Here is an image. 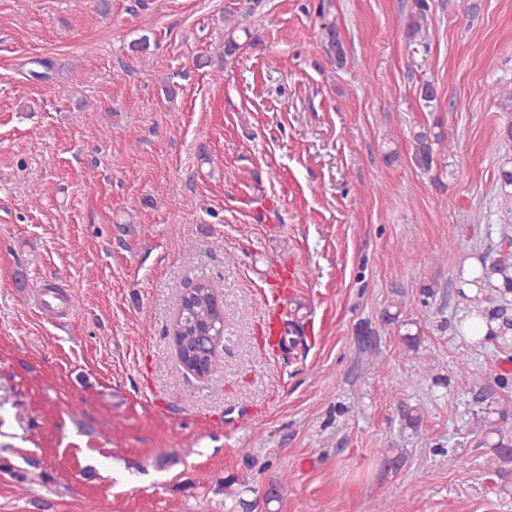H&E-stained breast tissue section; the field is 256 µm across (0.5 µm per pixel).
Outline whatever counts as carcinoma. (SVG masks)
Masks as SVG:
<instances>
[{
  "label": "carcinoma",
  "instance_id": "obj_1",
  "mask_svg": "<svg viewBox=\"0 0 512 512\" xmlns=\"http://www.w3.org/2000/svg\"><path fill=\"white\" fill-rule=\"evenodd\" d=\"M430 10L428 0H413L412 9L407 16L404 33L407 42L418 45L422 40V30L427 21ZM250 38L252 32L247 27L228 24L224 32V57L230 58L240 49V37ZM324 51L338 67L346 62V51L339 34L335 28L327 29L324 38ZM414 142V160L419 168L429 171L435 163L434 146H443L446 140L444 132H436L433 129H419L411 132ZM482 278L491 279L498 275L502 278L504 290L512 291V264L506 260L498 259L480 261ZM216 298L213 287L207 282H199L192 291L187 292L181 299V308L176 319L174 334L179 336L182 349L180 358L187 366L194 363H203L212 366L215 362L216 347H206L209 339L206 333L213 328L224 327V321L217 317L215 308ZM500 435L494 445V455L486 461L489 469L497 468L498 463L512 460V440L502 436L501 430H496Z\"/></svg>",
  "mask_w": 512,
  "mask_h": 512
}]
</instances>
